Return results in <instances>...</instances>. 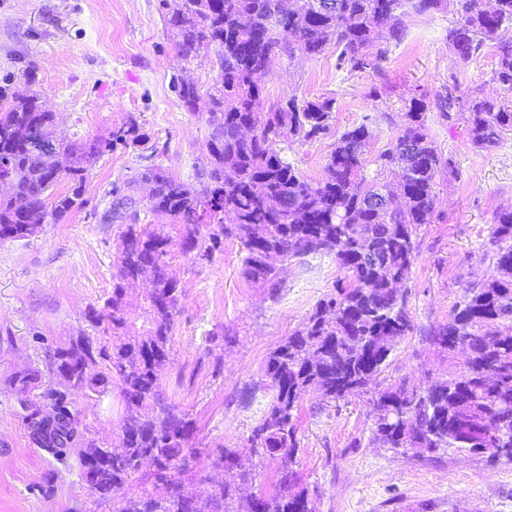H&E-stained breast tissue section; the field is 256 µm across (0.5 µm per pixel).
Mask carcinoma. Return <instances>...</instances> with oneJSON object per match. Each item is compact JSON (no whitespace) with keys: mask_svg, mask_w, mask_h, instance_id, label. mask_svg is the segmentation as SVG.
Returning <instances> with one entry per match:
<instances>
[{"mask_svg":"<svg viewBox=\"0 0 512 512\" xmlns=\"http://www.w3.org/2000/svg\"><path fill=\"white\" fill-rule=\"evenodd\" d=\"M446 7L447 0H293L290 7L283 0H181L168 15L166 24L179 31L180 63L201 65L215 53L218 78L206 90L185 81L174 86L187 111L205 122L209 157L195 167V186L155 164L123 186H113L115 200L104 222L124 226V249L111 293L88 314L91 324L105 326L110 336L82 331L51 355L54 372L75 373L74 387L101 396L119 390L122 451L88 476V453L99 446L79 431L69 392L48 385L33 401L28 393L38 372L14 379L23 420L42 452L65 464L76 445H86L80 469L92 496H124L121 512H200L179 478L196 455L195 422L169 400L159 381L181 301L178 283L168 272L173 241L139 224L140 201L132 194L139 182L154 187L150 209L179 221L183 252L208 260L224 240L234 239L246 252L243 276L270 285L274 297L284 279L271 255L282 262L300 254L325 255L346 273L335 293L320 300L267 359L262 386L272 396L248 440L279 460V478L275 493L254 497L249 512H311L309 493L297 486L294 466L299 452L295 412L312 388L330 402L371 394L372 441L390 448L417 454L462 448L477 455L484 448H506L512 462V209L499 212L490 228L495 273L475 280L448 324L429 336L430 345L450 360L457 349L467 350V364L424 387L404 378L381 379L390 354L413 331L406 296L394 284L407 280L417 258V230L433 221L438 181L457 174L453 158L429 135L426 120L434 111L438 119L452 120L457 77L450 75L446 92L433 101L424 93L410 99L407 123L376 156L371 176L364 123L336 139L325 177L315 185L283 157V138L312 140L329 130L336 99L289 96L272 105L263 120L257 111L262 88L255 74L268 69L275 54L291 60L298 52L315 56L334 46L338 68L375 71L389 52V46L376 45L382 30L398 45L405 37L403 17ZM456 12L448 29L456 55L467 62L493 47L492 81L511 93L512 40L502 32L512 28V0H494L490 9L482 0H456ZM53 119L35 95L14 96L8 107H0V180L11 185L9 194L0 196V241L32 236L37 227L28 217L37 211L57 222L85 207L88 166L120 145L142 141L138 126L126 122L103 140L65 146L62 169L58 153L45 154L31 145L35 132L52 138ZM465 121L475 146H494L504 131H512V100L475 99ZM395 167L397 194L385 178ZM60 169L68 190L56 195ZM146 272L153 288L140 304L145 319L138 327L126 288ZM145 457L153 465L152 483L163 492L144 490L129 498V483ZM212 465L238 471L243 481L251 476L232 448ZM235 498V485L223 483L211 497V512H238Z\"/></svg>","mask_w":512,"mask_h":512,"instance_id":"carcinoma-1","label":"carcinoma"}]
</instances>
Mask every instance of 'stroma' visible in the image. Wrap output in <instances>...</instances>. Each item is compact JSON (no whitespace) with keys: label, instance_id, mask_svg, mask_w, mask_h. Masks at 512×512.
<instances>
[{"label":"stroma","instance_id":"35a3bbf8","mask_svg":"<svg viewBox=\"0 0 512 512\" xmlns=\"http://www.w3.org/2000/svg\"><path fill=\"white\" fill-rule=\"evenodd\" d=\"M456 19L448 8L405 20L406 37L391 46L375 72L336 66V54L275 57L263 77V101L289 96L332 97L328 133L293 141L285 158L310 183L324 177L332 147L343 131L367 124L368 172L378 151L405 122L416 91L444 93L456 74L458 119L430 118V134L454 159L459 178L436 187V218L418 235V256L406 283L414 329L396 346L386 373L421 386L448 365L425 340L450 319L470 283L494 272L489 227L512 208V131L481 149L470 139L462 112L472 100L497 97L493 49L460 63L448 42ZM177 37L159 0H0V89L34 94L55 114L56 139L66 145L107 138L112 127L135 121L150 144L104 154L87 172L85 208L60 222L45 220L36 235L0 242V512H120L122 499L100 501L84 481L77 458L60 464L33 443L10 384L35 367L53 378L49 350L78 331L98 335L86 318L112 290L122 249L118 225L102 223L113 185L123 184L153 161L181 181L195 180L208 149V129L179 101L177 78L208 88L217 76L206 64L181 68ZM240 244L225 240L211 260L196 261L173 249L169 271L182 292L169 338L170 360L160 373L163 390L194 420L197 460L181 476L202 512L224 471L212 461L236 449L251 478L239 486V506L275 488L277 460L255 452L248 437L268 395L255 390L269 354L333 292L344 273L333 258L295 256L285 261L278 298L269 285L242 275ZM219 335L216 343L208 334ZM81 428L105 446H121L119 394L100 398L87 388L71 393ZM299 486L308 488L312 512H512V462L490 461L451 448L417 455L374 444L372 407L366 398L326 402L307 393L297 412ZM52 481L42 495L37 487Z\"/></svg>","mask_w":512,"mask_h":512}]
</instances>
